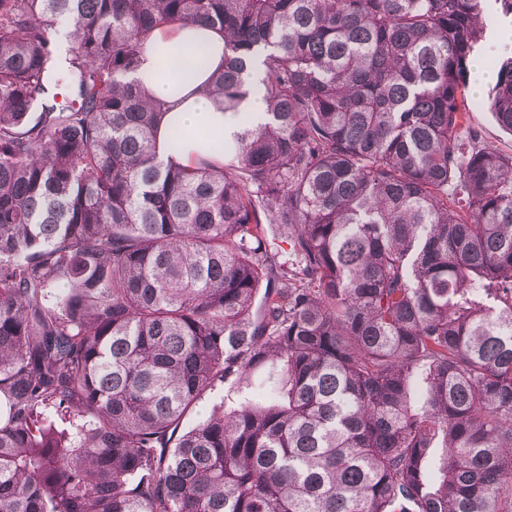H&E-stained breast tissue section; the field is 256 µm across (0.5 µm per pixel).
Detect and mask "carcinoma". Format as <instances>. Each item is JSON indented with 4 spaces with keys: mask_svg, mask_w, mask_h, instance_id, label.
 <instances>
[{
    "mask_svg": "<svg viewBox=\"0 0 512 512\" xmlns=\"http://www.w3.org/2000/svg\"><path fill=\"white\" fill-rule=\"evenodd\" d=\"M486 2L0 0V512H512ZM188 22L224 109L261 60L267 117L193 167L136 77ZM225 384L264 400L184 429ZM495 81L487 83L483 88L476 92L483 102L470 112V121L472 127L479 133L481 138L488 144L495 147L504 154L512 155V135L504 131L496 122L488 106V92Z\"/></svg>",
    "mask_w": 512,
    "mask_h": 512,
    "instance_id": "1",
    "label": "carcinoma"
}]
</instances>
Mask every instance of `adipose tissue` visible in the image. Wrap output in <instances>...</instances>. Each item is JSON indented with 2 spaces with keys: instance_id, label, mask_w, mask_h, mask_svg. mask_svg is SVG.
Masks as SVG:
<instances>
[{
  "instance_id": "ef3b65f1",
  "label": "adipose tissue",
  "mask_w": 512,
  "mask_h": 512,
  "mask_svg": "<svg viewBox=\"0 0 512 512\" xmlns=\"http://www.w3.org/2000/svg\"><path fill=\"white\" fill-rule=\"evenodd\" d=\"M206 54L208 66L193 68L198 54ZM224 65V36L200 25L161 26L153 30L146 41L138 70L147 81L149 94L164 103L163 132L157 140L158 156L162 161L182 166L193 164L199 157L211 156L212 145L233 141L241 130L238 112L250 113L254 122H265V105L259 84V70L250 73L249 93L229 111L216 105L202 94L201 88L211 72ZM174 127H201L207 130L211 145L199 143L171 150L166 136Z\"/></svg>"
}]
</instances>
